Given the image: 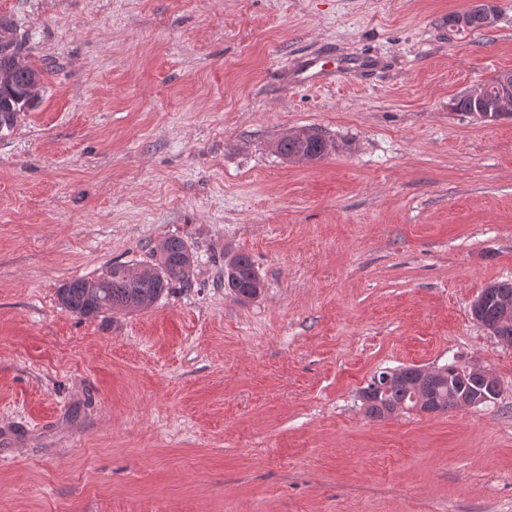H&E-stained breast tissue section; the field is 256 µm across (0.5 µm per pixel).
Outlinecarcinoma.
<instances>
[{"label":"carcinoma","instance_id":"1","mask_svg":"<svg viewBox=\"0 0 512 512\" xmlns=\"http://www.w3.org/2000/svg\"><path fill=\"white\" fill-rule=\"evenodd\" d=\"M466 27L485 30L492 27L486 21V5L476 3L463 12ZM23 39L16 33L13 22H4L0 17V75L8 76L0 81V129H9L17 116L36 107V97L31 88L44 80L47 68L38 69L19 61ZM334 145L324 133L313 136L285 135L275 143V151L283 158L296 160L307 158L317 161L325 158ZM153 261L141 266L146 274L130 276L131 265L114 262L96 277L75 278L58 291L59 304L81 318H92L103 314L138 311L151 307L165 294L176 288L191 287L197 257L190 246L178 237L162 240L153 250ZM224 287L239 302L246 303L258 298L264 288L254 262L249 255L237 253L224 259ZM485 307L483 321L498 327L501 335L512 341V321H501L498 303L503 298H512V282H500L493 288L482 291ZM490 383L480 375L465 378L446 375L429 380L421 379L414 367L405 366L397 370L393 381L383 387L368 383L363 388L366 404L365 414L375 420H383L392 414L411 412L416 406L414 397L433 405L438 412L456 408L454 397L485 392Z\"/></svg>","mask_w":512,"mask_h":512}]
</instances>
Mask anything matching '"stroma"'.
Wrapping results in <instances>:
<instances>
[{"mask_svg":"<svg viewBox=\"0 0 512 512\" xmlns=\"http://www.w3.org/2000/svg\"><path fill=\"white\" fill-rule=\"evenodd\" d=\"M0 0L47 65L0 130V512H512V118L452 100L512 71V0ZM385 67L291 88L294 56ZM335 145L288 161L275 142ZM170 236L190 288L82 319L58 288ZM264 291L242 304L224 258ZM477 362L497 403L368 418L378 371ZM486 5L485 3H476L472 5L469 9L465 10L462 13H456L449 15L448 17V23L449 25H452L454 21H456V18L465 15L467 19V24L464 26L465 28H470L472 30H485L493 27L496 24L497 21V14L496 18L493 19V24H490V22H487L486 19ZM460 27V28H464ZM313 130L319 134L304 137L289 134L283 136L275 143L276 153L288 160L307 158L311 161H317L325 158L335 146L322 131ZM224 288L239 302L258 298L264 288L254 262L249 255L237 253L224 259ZM494 288H485L481 294L484 295V300L477 297L471 305V313L473 319L477 321L482 327L487 329L491 335L499 341L507 343L503 336L511 341L512 344V321L505 323L501 322V313L498 308V303L502 298H512V282H497ZM485 304V307H484ZM484 308V310H483ZM483 311V313H482ZM481 313L483 321L490 326H498L501 336H497L493 328L488 327L481 320Z\"/></svg>","mask_w":512,"mask_h":512,"instance_id":"1","label":"stroma"}]
</instances>
